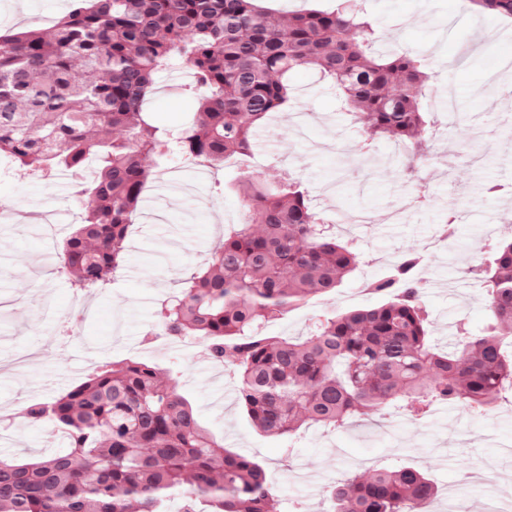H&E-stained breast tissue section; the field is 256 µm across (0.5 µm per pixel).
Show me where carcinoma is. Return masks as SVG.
Masks as SVG:
<instances>
[{"mask_svg":"<svg viewBox=\"0 0 512 512\" xmlns=\"http://www.w3.org/2000/svg\"><path fill=\"white\" fill-rule=\"evenodd\" d=\"M259 0H75L48 31L0 34V154L34 171L83 170V221L63 241L59 267L78 290L108 287L144 185L158 160L221 166L249 151L254 129L288 104V74L313 68L368 140L424 150L429 65L409 51L375 53L374 29L351 0L276 15ZM512 20V0H469ZM193 73L199 108L177 130L152 124L144 105L173 62ZM247 215L205 266L180 280L155 312L168 336L202 341L238 373V399L266 435L341 426L399 404L422 416L437 402L473 410L512 392V242L483 271L493 324L434 348L407 250L366 284L374 306L338 310L303 337L265 336L261 323L332 293L360 264L286 179L243 175ZM174 366L131 359L99 366L51 402L26 408L62 430L67 447L25 463L0 459V512H272L265 468L224 449L177 389ZM429 477L413 468L354 475L329 490L332 512H427Z\"/></svg>","mask_w":512,"mask_h":512,"instance_id":"1","label":"carcinoma"}]
</instances>
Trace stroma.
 <instances>
[{
  "label": "stroma",
  "mask_w": 512,
  "mask_h": 512,
  "mask_svg": "<svg viewBox=\"0 0 512 512\" xmlns=\"http://www.w3.org/2000/svg\"><path fill=\"white\" fill-rule=\"evenodd\" d=\"M381 42L428 59L433 81L432 145L414 170L399 165L390 139L363 147L357 124L341 112L336 91L314 70L292 71L293 97L254 137L258 178L274 184L293 175L313 204L354 243L364 261L336 293L317 296L265 323L270 336L296 337L335 311L374 305L363 287L405 250L423 252L418 276L428 332L447 346L459 326L483 333L492 321L483 279L495 246L512 238V42L505 23L459 0H355ZM70 0H0V30L46 29ZM177 69L159 73L146 110L159 125L192 120L197 102L183 95ZM462 109L438 111L444 93ZM176 159L157 165L127 239L125 267L108 288L76 294L54 252L84 215L70 181L38 180L18 163L0 175V456L26 460L62 447L53 426L25 419V408L48 402L86 380L101 364L137 359L177 364L178 389L201 425L226 449L260 461L274 494L273 512H328L329 487L351 475L404 464L423 470L437 488L436 512H512V401L483 414L436 404L422 419L386 410L337 430L305 429L287 440L258 432L237 400L233 371L202 346L147 342L154 312L178 280L204 265L244 211L229 189L241 171L228 165L195 177ZM454 236L437 238L448 214Z\"/></svg>",
  "instance_id": "obj_1"
}]
</instances>
